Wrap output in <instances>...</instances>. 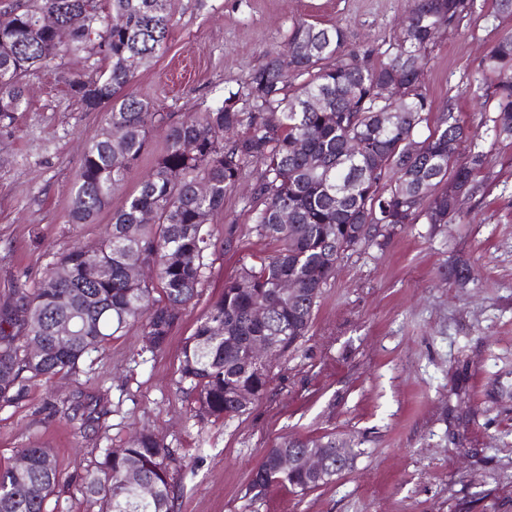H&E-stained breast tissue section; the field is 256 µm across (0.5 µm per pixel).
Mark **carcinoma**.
I'll use <instances>...</instances> for the list:
<instances>
[{
  "instance_id": "cac0c4a2",
  "label": "carcinoma",
  "mask_w": 512,
  "mask_h": 512,
  "mask_svg": "<svg viewBox=\"0 0 512 512\" xmlns=\"http://www.w3.org/2000/svg\"><path fill=\"white\" fill-rule=\"evenodd\" d=\"M472 2L414 0L411 27L375 61L368 51L348 49L344 27L299 19L283 51L252 70L237 90L198 117L171 126L164 154L112 215L108 239L91 254L78 247L62 254L37 287L15 290L12 302L0 308V407L18 396L24 375L75 373L85 356L129 326L140 328L147 349L162 350L181 311L198 297L216 253L209 217L224 208L226 194L253 168L254 230L272 251L224 279L221 296L197 322L181 359V383L196 394L197 417L244 413L238 391L262 396L270 382L251 367L252 340L278 336L283 354L297 347L322 288L336 275L331 254L369 244L383 227L413 224L422 215L429 224L455 220L452 189L472 185L485 154L477 150L460 163L448 155V142L464 133L451 110L424 140L414 135L432 112L421 75L434 30L454 25ZM96 12V0H36L14 10L10 25L0 26L1 123L27 107L26 74L60 49L41 17L52 14L70 27L67 50L75 52L89 39ZM171 18L172 0H111L109 20L97 32L107 67L95 79L69 84L86 108L111 105L106 125L84 151L72 224H89L110 205L145 150L150 126L164 120L125 89L166 45ZM481 65L495 101L489 121L497 135L512 137L511 32ZM296 141L302 142L301 154L292 149ZM101 264L111 266L110 276L97 274ZM140 265L152 276L129 279L127 270ZM282 279L297 284L291 300L278 291ZM258 302L269 308L264 321L249 317ZM64 319L76 326L72 341L54 335ZM22 336L41 343L43 353L31 355ZM340 447L353 444H340L333 434L286 437L266 450L252 487L283 485L303 494L328 485L336 477L317 483L301 467L278 472L277 457L288 448H315L334 463ZM21 454L30 459L27 468L0 469V512H45L60 479L57 461L37 441ZM174 464L163 441L144 430L121 448L104 449L82 493L99 512H172ZM131 470L156 487L153 499L137 496L127 480Z\"/></svg>"
}]
</instances>
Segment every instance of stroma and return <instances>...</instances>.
Wrapping results in <instances>:
<instances>
[{"instance_id":"1","label":"stroma","mask_w":512,"mask_h":512,"mask_svg":"<svg viewBox=\"0 0 512 512\" xmlns=\"http://www.w3.org/2000/svg\"><path fill=\"white\" fill-rule=\"evenodd\" d=\"M414 0H174L165 49L140 69L129 94L164 121L93 223L68 221L85 145L105 124L109 105L86 109L71 80L98 76L97 39L32 69L31 99L0 127V306L30 288L75 247H98L112 211L136 193L164 152L170 125L221 102L228 91L281 50L294 20L343 26L349 48L382 55ZM512 31L496 0H473L454 26L440 29L421 82L433 115L455 112L458 147L487 154L455 223L390 226L372 245L345 251L323 288L298 347L271 367L266 393L245 413L199 420L195 396L180 381L186 339L219 297L226 276L250 254L268 251L254 231L253 173L243 175L210 224H232L231 245L217 243L199 297L165 347L149 351L139 328L113 336L76 374L23 381L0 408V468L36 440L61 471L47 512H96L81 488L103 449L119 448L141 428L177 459L174 512H512V137L495 136L485 104L488 49ZM466 263L460 285L448 269ZM97 411L86 423L62 405ZM325 433L350 440V470L300 494L257 491L252 473L279 437Z\"/></svg>"}]
</instances>
